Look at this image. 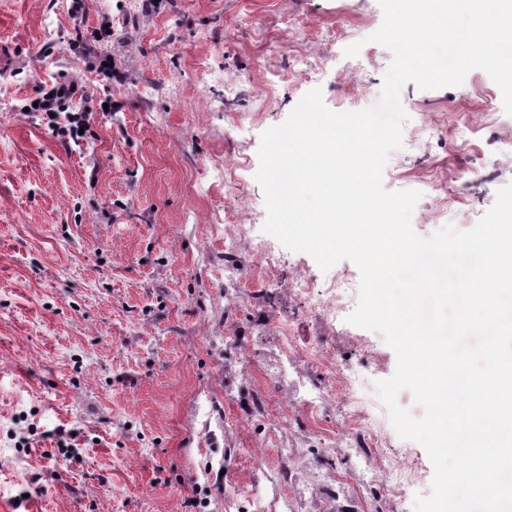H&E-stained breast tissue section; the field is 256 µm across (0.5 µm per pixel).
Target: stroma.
<instances>
[{"label": "stroma", "mask_w": 512, "mask_h": 512, "mask_svg": "<svg viewBox=\"0 0 512 512\" xmlns=\"http://www.w3.org/2000/svg\"><path fill=\"white\" fill-rule=\"evenodd\" d=\"M85 4L86 35L112 19L106 51L120 82L100 81L72 54L69 0H0V512H276L280 449L298 445L306 467L338 476L350 461L314 448L306 416L276 397L254 417L263 376L224 334L274 335L294 302L280 275L225 297V266L256 259L229 245L224 227L247 224L263 239L261 136L308 91L321 88L336 112L376 105L392 60L370 40L382 10L378 0ZM355 43L358 55L345 56ZM62 72L90 86L94 113L93 138L68 148L24 110ZM401 103L403 146L384 189L420 191V236L472 228L512 183V115L499 87L476 69L457 87L407 83ZM432 173L447 204L431 192ZM274 249L320 287L359 272ZM294 327L299 342L334 341L394 452L432 472L379 401L376 384L397 364L383 336L311 311ZM340 331L351 342L336 341ZM254 482L259 503L238 492Z\"/></svg>", "instance_id": "stroma-1"}]
</instances>
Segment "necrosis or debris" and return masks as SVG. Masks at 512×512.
Returning a JSON list of instances; mask_svg holds the SVG:
<instances>
[{
	"instance_id": "4bbe7bcc",
	"label": "necrosis or debris",
	"mask_w": 512,
	"mask_h": 512,
	"mask_svg": "<svg viewBox=\"0 0 512 512\" xmlns=\"http://www.w3.org/2000/svg\"><path fill=\"white\" fill-rule=\"evenodd\" d=\"M287 291L314 311L334 318L349 311L356 287L350 278L339 277L331 288L319 294L311 279L297 275L288 280ZM291 326V321H281L274 345L264 351L262 366L266 377L284 406H300L310 417H317L328 402L336 403L342 412L341 427L334 436L323 438L322 443L325 453H342L352 461L354 476L344 480L306 469L295 449H280L288 479L280 512H294L297 502L316 492L341 503L345 512H397L403 486L421 473L419 462L410 458L400 463L390 458L378 419L357 394L356 370L344 368L338 372L334 384L313 387L303 371L289 369L288 360L294 354ZM368 487L375 490L369 499L363 495Z\"/></svg>"
}]
</instances>
